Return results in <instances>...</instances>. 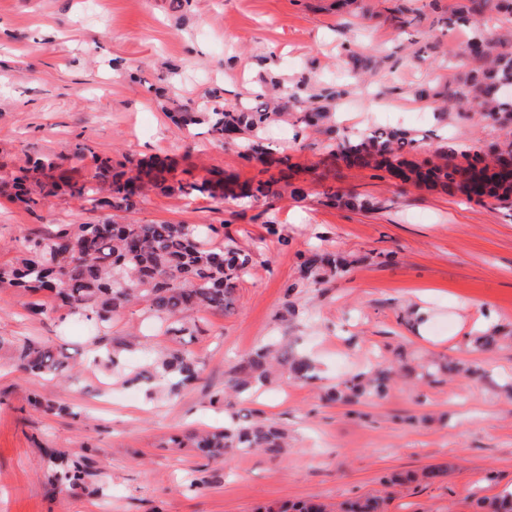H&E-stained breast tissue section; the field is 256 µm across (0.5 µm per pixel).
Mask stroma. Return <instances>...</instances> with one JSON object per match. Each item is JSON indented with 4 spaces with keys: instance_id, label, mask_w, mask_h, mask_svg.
Returning a JSON list of instances; mask_svg holds the SVG:
<instances>
[{
    "instance_id": "35a3bbf8",
    "label": "stroma",
    "mask_w": 512,
    "mask_h": 512,
    "mask_svg": "<svg viewBox=\"0 0 512 512\" xmlns=\"http://www.w3.org/2000/svg\"><path fill=\"white\" fill-rule=\"evenodd\" d=\"M360 3L361 17L337 10L336 0H193L180 11L171 0H0V178L40 155L60 157L87 177L90 159L74 155L82 140L116 162L169 155L196 177L214 167L242 181L257 177L259 164L235 145L178 130L169 100L200 109L247 98L261 69L285 82L307 73L336 83L348 46L378 64L369 85L336 106L346 131L414 129L415 113H423L432 137L421 159L446 141L480 149L498 136L472 120L432 119V102L415 92L434 86L444 65L429 58L393 64L389 54L412 34L395 35L384 0ZM456 3L439 0L427 20L462 73L460 48L470 31L440 24ZM293 134L274 127L269 142L300 167L301 199L153 192L120 212L67 195L32 211L0 197V265L14 261L24 239L107 219L210 224L215 244L252 254L234 309L200 314L199 331L185 345L205 365L202 380L154 400L93 363L89 323L51 294H39L44 312L32 317L29 295L0 288V337L49 341L71 367L67 378L25 375L0 350V512H258L385 494L387 512H476V496L512 485V395L505 391L512 384V210L402 188L382 171L343 168L321 179L323 135L297 142ZM328 188L372 207L332 204ZM312 251L341 255L344 272L322 285L302 278L301 257ZM131 330L141 345L125 364L135 368L167 339L140 305L112 322L113 335ZM493 331L498 345L475 350L473 336ZM284 337L318 363L321 378L272 382L248 404L287 431L282 457L236 453L215 463L195 449L170 447L181 432L223 426L224 408L212 394L246 355ZM402 356L445 357L484 374L430 385L400 379L381 399L322 401L336 382ZM46 400L76 413H45ZM48 448L90 458L83 487L51 480ZM429 466L441 476L386 485L392 475Z\"/></svg>"
}]
</instances>
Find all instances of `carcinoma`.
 <instances>
[{
	"label": "carcinoma",
	"mask_w": 512,
	"mask_h": 512,
	"mask_svg": "<svg viewBox=\"0 0 512 512\" xmlns=\"http://www.w3.org/2000/svg\"><path fill=\"white\" fill-rule=\"evenodd\" d=\"M416 0H405L388 9L385 21L398 32L410 29L420 39L410 52L414 58H438L442 43L421 29L426 19L424 7ZM451 29L458 24L470 28L461 47L471 61L461 75L440 80L433 91L421 89L417 96L439 103L437 120L452 116L479 115L500 131L487 152L445 144L422 159L414 152L429 138L425 131L399 127H377L360 134H344L335 125L324 126L327 137L323 165L326 173L341 168L384 170L404 184L440 187L460 193L469 200L493 199L512 203V181L506 165L512 158V96L500 95L512 90V0H458L448 16L440 19ZM351 83L360 85L373 71L372 58L347 49L343 58ZM348 90L340 86L320 87L303 77L288 85L280 80L259 76L254 100L214 106L208 112L194 109L177 99L171 100L172 119L180 130L202 128L211 138L233 141L242 155L263 165H282L291 169L289 157H274L268 143L269 129L278 123L289 124L299 132L323 126L330 112ZM75 156L91 158L94 173L79 180L63 160L51 156L31 159L19 168V175L0 180V195L9 196L32 209L67 193L83 197L100 208L130 212L136 199L149 190L163 194L179 193L187 198L208 196L259 201L280 197L288 191L296 196L301 189L280 185V179L236 183L221 170H212L199 180L185 182L177 178V169L166 156L129 159L117 169L112 160L102 158L88 144L76 147ZM210 236L199 225L191 224H118L106 220L97 224H66L45 238H27L16 259L0 265V288H19L26 292L48 291L57 297L70 314H78L93 323V343L101 345L99 356L112 371L123 374L124 383L140 386L148 395L158 391L176 394L202 379L203 363L183 348L185 337L198 332L195 318L200 313L226 312L235 304V289L250 272L251 255L238 248L213 247ZM303 277L315 284L336 272V258L311 252L301 265ZM145 304L163 335L173 346L141 369H126L123 356L136 336H110L112 320L128 306ZM0 347L11 350L18 371L26 375L58 376L66 368L65 356L47 341L26 338L20 342L0 339ZM404 369L418 380L439 382L452 369L468 376L478 374L471 366L430 359ZM396 370L392 365L376 363L356 376L341 380L329 398L336 402L357 403L366 395L384 396ZM295 383H310L318 378L312 358L283 339L243 358L233 368L224 389L214 393L217 403L231 408L229 422L212 431H199L172 442L179 448L190 447L207 458L220 462L236 452L260 451L271 458L281 456L288 446L287 433L254 414L234 408L227 394L246 397L258 386L275 378ZM47 455L56 467L55 479L77 487L83 484L87 458L62 463L59 456ZM478 512H512V494L477 501ZM264 512H327L326 506L303 501L288 507L272 506Z\"/></svg>",
	"instance_id": "carcinoma-1"
}]
</instances>
